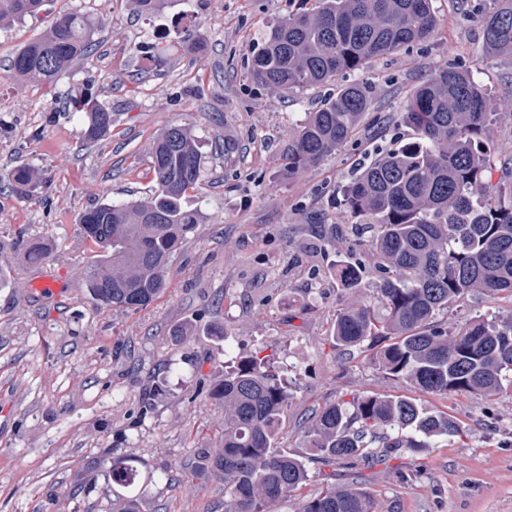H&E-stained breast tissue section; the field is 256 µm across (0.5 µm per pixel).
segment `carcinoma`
Returning a JSON list of instances; mask_svg holds the SVG:
<instances>
[{"label": "carcinoma", "mask_w": 512, "mask_h": 512, "mask_svg": "<svg viewBox=\"0 0 512 512\" xmlns=\"http://www.w3.org/2000/svg\"><path fill=\"white\" fill-rule=\"evenodd\" d=\"M44 0H0V25L38 13ZM438 26L432 0H312L290 12L257 50L252 79L273 91L315 88L362 69L373 59L430 38ZM490 55L512 53V0H495L483 18ZM94 24L62 13L12 58L17 77L53 84L74 63L92 56ZM372 88L341 86L306 119L288 147V175L331 154L352 137L371 104ZM84 116V139L111 131L112 110L92 95L71 99ZM494 107L471 74L455 65L436 70L409 96L403 121L417 140L380 154L345 191L347 213L367 220L368 250L379 273L366 301L336 310L330 336L336 348L372 349L382 372L416 393L490 399L512 383V312L479 316L448 328L439 316L475 293L512 297V203L492 197L485 182ZM154 185L143 200H105L79 217L95 247L81 271L100 306L137 310L170 286V264L199 223L185 206L199 180V142L185 125H171L150 147ZM9 182L35 197L40 171L13 169ZM336 283L360 291L365 268L338 261ZM209 396L224 407L219 447L201 449L204 465L224 479V512H380L367 488L336 485V467L370 459L384 464L399 452L420 453L442 438L465 436L448 413L412 396L359 395L328 403L299 420L302 451L283 447L292 395L287 382L257 352L230 359ZM323 488L300 497L310 465ZM112 483L132 489L140 471L126 457L112 459ZM112 512H141L136 495L112 500Z\"/></svg>", "instance_id": "carcinoma-1"}]
</instances>
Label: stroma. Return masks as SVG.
I'll use <instances>...</instances> for the list:
<instances>
[{"mask_svg": "<svg viewBox=\"0 0 512 512\" xmlns=\"http://www.w3.org/2000/svg\"><path fill=\"white\" fill-rule=\"evenodd\" d=\"M301 0H167L154 16L132 0H47L0 26V512H110L118 490L105 476L130 457L142 478V512H224V482L189 480L184 466L211 447L224 410L206 397L224 360L275 354L301 418L324 403L409 387L380 372L368 350L343 354L329 336L338 308L365 299L337 288L336 261L358 258L343 196L356 171L412 137L402 120L415 87L446 65L468 70L497 103L493 178L512 156V55H488L482 24L464 0H433L439 26L427 40L355 72L372 88L356 133L316 164L288 175V146L306 113L336 87L288 95L251 82L254 47ZM97 24L96 53L53 87L22 80L12 56L61 12ZM203 50L181 48L185 34ZM159 41L156 62L137 52ZM89 92L112 111L102 140H84L80 113L63 104ZM193 129L203 152L189 193L199 223L172 258L170 286L150 306L95 305L80 267L94 257L78 217L102 199L145 197L153 185L149 148L167 126ZM30 164L44 174L35 200L3 177ZM335 246H328V238ZM42 242L49 255L29 262ZM54 277L59 295L36 290ZM223 335H211L214 325ZM454 417L466 437L359 477L386 512H512V385L492 400L423 396ZM171 480H156L161 470Z\"/></svg>", "mask_w": 512, "mask_h": 512, "instance_id": "1", "label": "stroma"}]
</instances>
